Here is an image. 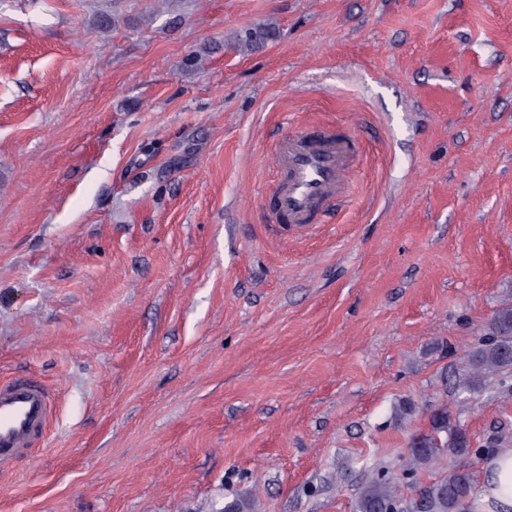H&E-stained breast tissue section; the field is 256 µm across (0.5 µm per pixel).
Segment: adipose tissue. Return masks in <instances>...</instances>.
<instances>
[{
  "label": "adipose tissue",
  "mask_w": 512,
  "mask_h": 512,
  "mask_svg": "<svg viewBox=\"0 0 512 512\" xmlns=\"http://www.w3.org/2000/svg\"><path fill=\"white\" fill-rule=\"evenodd\" d=\"M468 512H512V448L485 460L467 505Z\"/></svg>",
  "instance_id": "ef3b65f1"
}]
</instances>
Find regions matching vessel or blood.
Instances as JSON below:
<instances>
[{
  "instance_id": "1",
  "label": "vessel or blood",
  "mask_w": 512,
  "mask_h": 512,
  "mask_svg": "<svg viewBox=\"0 0 512 512\" xmlns=\"http://www.w3.org/2000/svg\"><path fill=\"white\" fill-rule=\"evenodd\" d=\"M360 152L350 135L328 131L289 139L277 152L285 170L271 211L274 226L315 223L332 199L349 193ZM53 397L29 375L0 380V472L13 470L45 434Z\"/></svg>"
}]
</instances>
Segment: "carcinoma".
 <instances>
[{
    "mask_svg": "<svg viewBox=\"0 0 512 512\" xmlns=\"http://www.w3.org/2000/svg\"><path fill=\"white\" fill-rule=\"evenodd\" d=\"M274 36L273 28L264 27L248 33L240 46L250 49ZM468 362L470 390L512 376V300L496 310L490 331L478 339L468 354ZM428 419L430 429L411 437L409 456L399 473L391 474L383 468L371 472L354 512H460L474 474L445 464L444 458L449 455L480 458L485 449L473 447L469 433L452 416L448 406L429 409ZM430 470L438 471V476L425 485L422 474Z\"/></svg>",
    "mask_w": 512,
    "mask_h": 512,
    "instance_id": "1",
    "label": "carcinoma"
}]
</instances>
